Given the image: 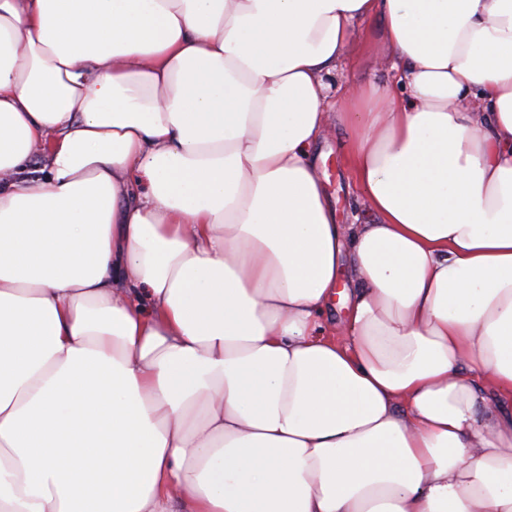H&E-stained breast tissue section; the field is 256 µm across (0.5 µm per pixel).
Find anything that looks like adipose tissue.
<instances>
[{"mask_svg": "<svg viewBox=\"0 0 512 512\" xmlns=\"http://www.w3.org/2000/svg\"><path fill=\"white\" fill-rule=\"evenodd\" d=\"M0 512H512V0H0ZM378 26L375 22H364L360 27V37L355 42L352 52L336 75L329 77L333 91L336 90V101L344 92L347 81L354 83L375 82L383 84L390 77L388 58L391 51L382 44L378 37ZM344 129L336 125L335 120L329 122L325 130V138L318 144L315 151V163L320 173L328 177L326 185L331 201L336 204V222L347 227V224H361L371 219V215L359 202L360 190L348 178L342 153ZM324 154L322 162L320 155ZM349 313L348 304L341 300L339 295H336L334 299L329 303L327 314H325L324 318L330 322L331 325L336 324V328L338 331L336 332L337 336L336 340L339 342H343L347 339L346 332L344 329L345 322L347 320Z\"/></svg>", "mask_w": 512, "mask_h": 512, "instance_id": "1", "label": "adipose tissue"}]
</instances>
